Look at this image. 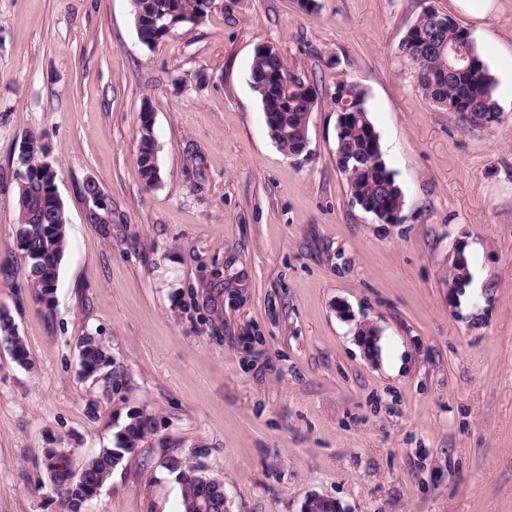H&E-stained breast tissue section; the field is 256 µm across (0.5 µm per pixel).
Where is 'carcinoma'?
Listing matches in <instances>:
<instances>
[{"instance_id": "cac0c4a2", "label": "carcinoma", "mask_w": 512, "mask_h": 512, "mask_svg": "<svg viewBox=\"0 0 512 512\" xmlns=\"http://www.w3.org/2000/svg\"><path fill=\"white\" fill-rule=\"evenodd\" d=\"M142 43L151 46L165 36L160 17L173 9L184 11L196 20L212 9V0H131ZM469 33L452 18L434 23L428 13L419 15L406 27L399 49L409 55L415 65L412 76L422 94L433 103H442L450 112L458 113L470 124H483V118L498 119L501 110L495 100V82L475 42L467 41ZM251 73L263 76L266 88L258 93L267 105L266 125L279 148L293 154L303 138V118L315 110L316 88L289 76L279 50L272 44L254 54ZM343 103L346 120L336 132V146L343 154L356 160V165L338 166L347 180L350 198L369 205L372 215L387 221L402 210L404 197L382 157L379 136L369 118L366 94L356 84L336 85ZM141 174L147 184L156 179L157 157L150 115L139 116ZM35 150L27 158L30 177L27 186L17 190L19 214L17 240L28 264L30 280L38 291L39 300L48 305V296L58 281L59 267L66 248V214L52 204L49 174L40 168L42 151L38 140L31 137ZM0 343L6 345L12 359L28 364L25 345L17 334L9 315L0 312ZM80 373L89 377L110 363L111 356L92 336L80 342ZM151 431V419L135 415L118 435L114 448H101L80 459L59 451L55 466L46 467L51 473L53 492L60 498L65 512H85L97 497L125 455L137 452L140 443ZM162 467L178 473L183 486V512H198L200 502L209 503L210 512H224V483L216 476L203 479L194 467L165 455Z\"/></svg>"}]
</instances>
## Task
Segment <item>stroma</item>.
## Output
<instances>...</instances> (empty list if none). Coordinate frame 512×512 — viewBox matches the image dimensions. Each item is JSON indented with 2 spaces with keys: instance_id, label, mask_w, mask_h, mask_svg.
Masks as SVG:
<instances>
[{
  "instance_id": "35a3bbf8",
  "label": "stroma",
  "mask_w": 512,
  "mask_h": 512,
  "mask_svg": "<svg viewBox=\"0 0 512 512\" xmlns=\"http://www.w3.org/2000/svg\"><path fill=\"white\" fill-rule=\"evenodd\" d=\"M428 6L496 83L512 76V0L482 21L455 0H215L152 46L130 0H0V311L29 355L0 344V512H63L45 450L116 447L141 412L153 433L87 512H182L164 453L220 477L231 512H301L313 495L343 512H512V110L473 125L418 90L397 47ZM262 44L318 92L306 154L268 133L250 82ZM341 81L366 92L399 223L350 200ZM31 135L68 217L48 304L16 238ZM89 183L108 229L88 218ZM460 242L471 278L455 288ZM88 334L111 362L85 378ZM150 115L140 113L139 120V145L141 152V174L146 184H153L156 179V162L157 157L154 155L155 138L154 129L151 124Z\"/></svg>"
}]
</instances>
